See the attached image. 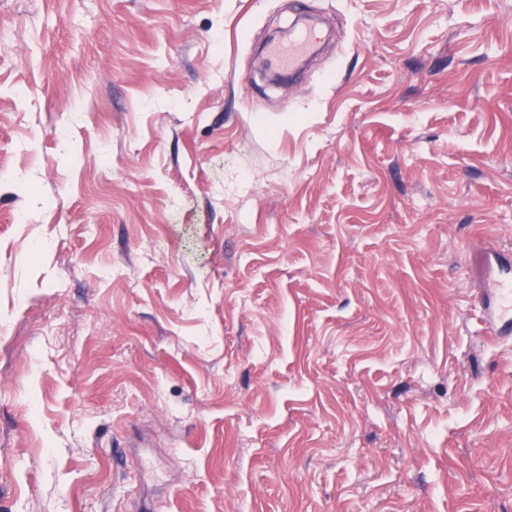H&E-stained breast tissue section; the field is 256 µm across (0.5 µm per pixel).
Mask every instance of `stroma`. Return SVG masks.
<instances>
[{
    "label": "stroma",
    "mask_w": 512,
    "mask_h": 512,
    "mask_svg": "<svg viewBox=\"0 0 512 512\" xmlns=\"http://www.w3.org/2000/svg\"><path fill=\"white\" fill-rule=\"evenodd\" d=\"M490 243L512 0H0V512H512ZM288 43V55L284 45ZM315 40L310 26L301 28L288 39V42L275 41L268 45V53L283 72H290L300 66L304 59L313 51Z\"/></svg>",
    "instance_id": "obj_1"
}]
</instances>
